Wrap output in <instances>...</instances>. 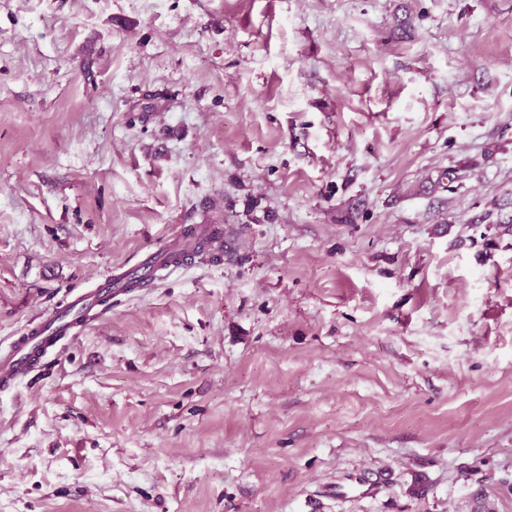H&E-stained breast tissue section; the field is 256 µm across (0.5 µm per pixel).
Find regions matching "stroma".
<instances>
[{
    "mask_svg": "<svg viewBox=\"0 0 512 512\" xmlns=\"http://www.w3.org/2000/svg\"><path fill=\"white\" fill-rule=\"evenodd\" d=\"M512 0H0V512H512ZM100 289L79 295L68 306L56 312L49 320L38 322L28 333L19 336L11 344L9 356L0 362V385L3 388L13 386L23 375H26L34 366L36 354H43L64 337L75 325V317L81 315L85 306L94 305L97 301V294ZM88 304V305H86ZM70 324V326H65ZM60 333H63L60 336Z\"/></svg>",
    "mask_w": 512,
    "mask_h": 512,
    "instance_id": "obj_1",
    "label": "stroma"
}]
</instances>
